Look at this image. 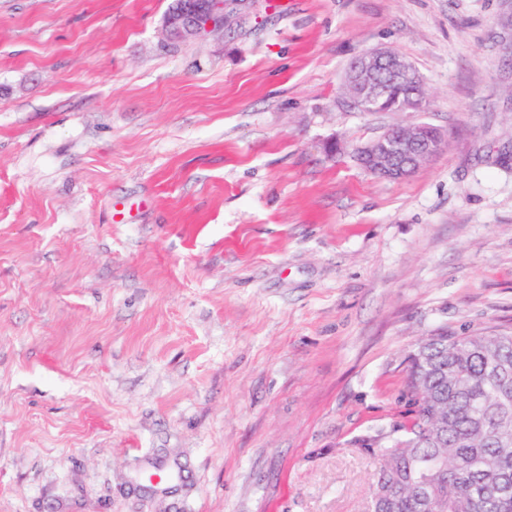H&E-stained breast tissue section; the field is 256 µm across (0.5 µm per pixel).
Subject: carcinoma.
<instances>
[{
  "label": "carcinoma",
  "instance_id": "cac0c4a2",
  "mask_svg": "<svg viewBox=\"0 0 512 512\" xmlns=\"http://www.w3.org/2000/svg\"><path fill=\"white\" fill-rule=\"evenodd\" d=\"M409 83L385 85L373 108L393 112ZM409 424L388 445L356 444L376 459L379 512H512V334L445 329L407 357Z\"/></svg>",
  "mask_w": 512,
  "mask_h": 512
}]
</instances>
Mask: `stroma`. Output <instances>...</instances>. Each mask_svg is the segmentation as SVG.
<instances>
[{
	"mask_svg": "<svg viewBox=\"0 0 512 512\" xmlns=\"http://www.w3.org/2000/svg\"><path fill=\"white\" fill-rule=\"evenodd\" d=\"M175 3L0 0V512H364L418 340L512 330V0ZM373 48L421 111L345 106ZM166 20L167 41L176 46L187 42L209 28L223 27L227 9L245 6L251 0H180ZM386 72L393 82L409 80L412 95L404 103L405 110L417 109L424 96L425 84L415 67L395 52L378 48L368 50L359 55L346 72V82H352L355 90L347 96L348 107L359 112H369L371 104L381 95L383 84L378 80V74ZM361 158L380 178L400 180L411 172V166L433 155V145L424 140L418 127L409 139L399 136L395 128H389L382 134L358 147Z\"/></svg>",
	"mask_w": 512,
	"mask_h": 512,
	"instance_id": "obj_1",
	"label": "stroma"
}]
</instances>
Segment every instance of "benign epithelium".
<instances>
[{
  "instance_id": "benign-epithelium-1",
  "label": "benign epithelium",
  "mask_w": 512,
  "mask_h": 512,
  "mask_svg": "<svg viewBox=\"0 0 512 512\" xmlns=\"http://www.w3.org/2000/svg\"><path fill=\"white\" fill-rule=\"evenodd\" d=\"M248 2L250 0H181L180 6L167 17V41L176 46L210 28L222 27L227 22L228 8L244 6ZM381 72L387 73L394 82L410 81L413 91L404 103V109L416 110L425 92L422 77L400 55L383 48L362 53L350 65L345 80L353 83L355 90L347 96V106L359 112L369 111L383 91V84L378 80ZM432 149L433 145L423 139L420 131L404 139L394 128L359 146L361 158L372 166V171L388 180L407 177L411 166L432 157Z\"/></svg>"
}]
</instances>
